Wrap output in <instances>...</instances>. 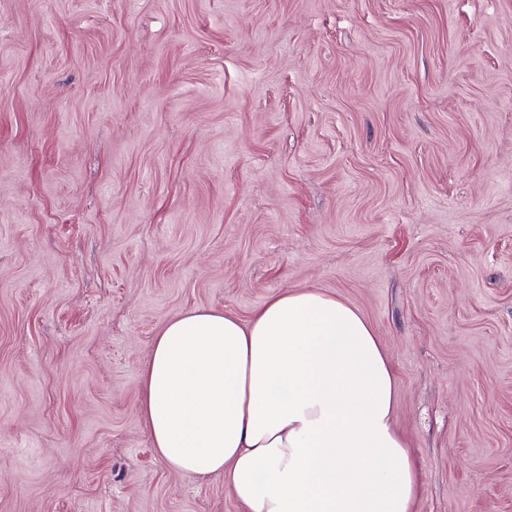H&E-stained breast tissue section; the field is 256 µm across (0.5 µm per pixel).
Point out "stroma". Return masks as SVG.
<instances>
[{
  "instance_id": "obj_1",
  "label": "stroma",
  "mask_w": 512,
  "mask_h": 512,
  "mask_svg": "<svg viewBox=\"0 0 512 512\" xmlns=\"http://www.w3.org/2000/svg\"><path fill=\"white\" fill-rule=\"evenodd\" d=\"M309 287L392 360L413 512H512V0H0V512H244L141 371Z\"/></svg>"
}]
</instances>
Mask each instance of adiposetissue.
Here are the masks:
<instances>
[{"label":"adipose tissue","instance_id":"ef3b65f1","mask_svg":"<svg viewBox=\"0 0 512 512\" xmlns=\"http://www.w3.org/2000/svg\"><path fill=\"white\" fill-rule=\"evenodd\" d=\"M141 381L160 456L223 477L246 512H412L422 490L390 357L321 289H284L245 321L200 307L170 319Z\"/></svg>","mask_w":512,"mask_h":512}]
</instances>
